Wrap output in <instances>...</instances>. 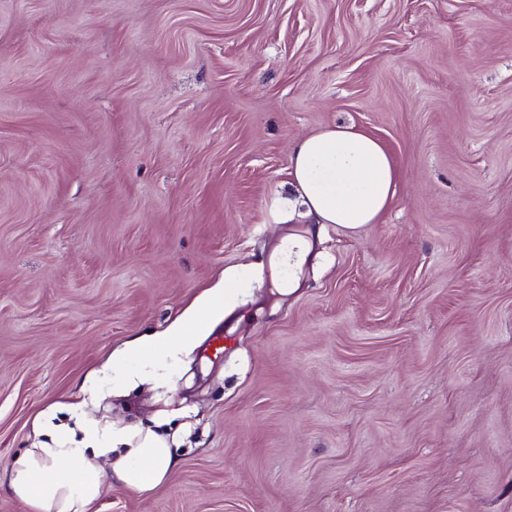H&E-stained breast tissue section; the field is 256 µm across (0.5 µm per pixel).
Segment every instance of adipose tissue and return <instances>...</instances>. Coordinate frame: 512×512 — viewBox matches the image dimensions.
I'll return each instance as SVG.
<instances>
[{
	"label": "adipose tissue",
	"instance_id": "1",
	"mask_svg": "<svg viewBox=\"0 0 512 512\" xmlns=\"http://www.w3.org/2000/svg\"><path fill=\"white\" fill-rule=\"evenodd\" d=\"M290 175L296 201L307 215L351 231L378 221L398 178L382 142L352 126L328 127L300 139L290 157ZM311 248L307 233L282 240L275 266L289 276L279 281V289L292 288V275ZM174 464L172 448L153 429L119 432L82 422L18 454L7 469V481L29 512H88L112 483L148 492Z\"/></svg>",
	"mask_w": 512,
	"mask_h": 512
}]
</instances>
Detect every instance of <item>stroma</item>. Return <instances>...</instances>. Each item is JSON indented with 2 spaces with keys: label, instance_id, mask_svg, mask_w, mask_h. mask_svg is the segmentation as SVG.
<instances>
[{
  "label": "stroma",
  "instance_id": "obj_1",
  "mask_svg": "<svg viewBox=\"0 0 512 512\" xmlns=\"http://www.w3.org/2000/svg\"><path fill=\"white\" fill-rule=\"evenodd\" d=\"M334 125L396 192L284 295ZM82 418L179 437L91 512H512V0H0V473ZM307 233L289 235L282 240L278 248L275 261L276 272L279 273L282 270H288L289 272L287 279L278 282L279 290L290 291L297 271L301 269L306 255L312 248V232L308 231ZM203 324V321L195 320L181 326L172 335L157 337L143 346L141 354L147 356L167 354L181 346L189 337L195 336L202 329Z\"/></svg>",
  "mask_w": 512,
  "mask_h": 512
}]
</instances>
